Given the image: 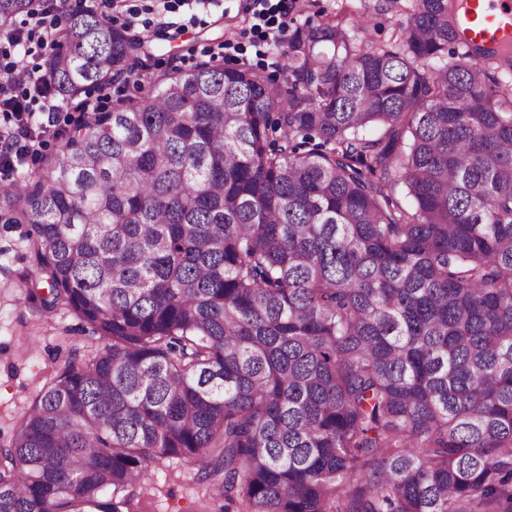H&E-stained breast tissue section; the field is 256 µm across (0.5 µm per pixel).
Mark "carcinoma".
Instances as JSON below:
<instances>
[{
	"instance_id": "1",
	"label": "carcinoma",
	"mask_w": 512,
	"mask_h": 512,
	"mask_svg": "<svg viewBox=\"0 0 512 512\" xmlns=\"http://www.w3.org/2000/svg\"><path fill=\"white\" fill-rule=\"evenodd\" d=\"M462 35L412 0L390 48L295 28L286 98L212 60L80 119L0 220L105 344L0 448V512H123L169 457L225 512H512V52ZM54 39L68 105L150 68L90 9Z\"/></svg>"
}]
</instances>
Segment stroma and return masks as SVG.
<instances>
[{"label": "stroma", "instance_id": "obj_1", "mask_svg": "<svg viewBox=\"0 0 512 512\" xmlns=\"http://www.w3.org/2000/svg\"><path fill=\"white\" fill-rule=\"evenodd\" d=\"M378 2L298 0L293 16L299 26L343 21L355 42L384 47L405 23L410 0H397L383 12L378 11ZM172 20V27L165 29L136 24L133 32L144 38L153 56L152 67L136 79L113 82L112 97L127 95L136 82L148 86L153 76L167 69H188L221 59L228 41L236 48L234 63L264 70L280 87H287V76L275 64L276 53L268 52L262 31L253 29L237 0H224L205 12L181 8ZM75 117L68 105L57 113L53 136L44 139L34 156L15 165L9 176L11 186L23 185L30 174L46 170ZM27 232V225L0 223V448L9 446L22 416L67 362L93 357L103 345L70 308L45 311L38 298L25 293V281L36 276ZM129 512H224V499L199 481L197 466L166 458L152 464L145 485L135 491Z\"/></svg>", "mask_w": 512, "mask_h": 512}]
</instances>
